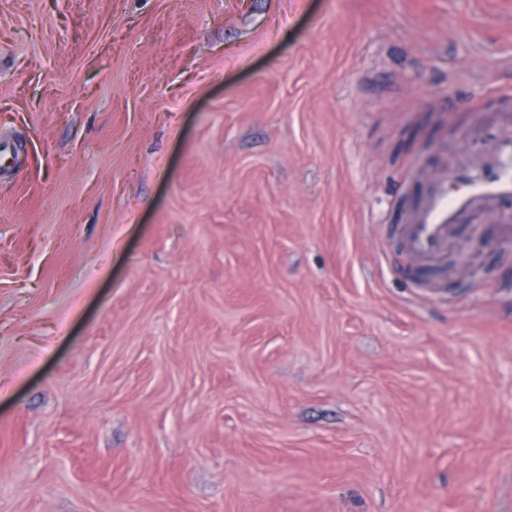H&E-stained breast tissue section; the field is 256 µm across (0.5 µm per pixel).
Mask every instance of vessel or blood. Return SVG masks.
Segmentation results:
<instances>
[{
    "label": "vessel or blood",
    "mask_w": 512,
    "mask_h": 512,
    "mask_svg": "<svg viewBox=\"0 0 512 512\" xmlns=\"http://www.w3.org/2000/svg\"><path fill=\"white\" fill-rule=\"evenodd\" d=\"M512 197V135L502 136L490 157L477 169L438 171L395 227L402 250L425 265L444 260L448 237L459 216L490 200Z\"/></svg>",
    "instance_id": "b4317fda"
}]
</instances>
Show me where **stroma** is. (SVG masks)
Here are the masks:
<instances>
[{
  "label": "stroma",
  "instance_id": "obj_1",
  "mask_svg": "<svg viewBox=\"0 0 512 512\" xmlns=\"http://www.w3.org/2000/svg\"><path fill=\"white\" fill-rule=\"evenodd\" d=\"M508 131L512 0H0V512H512ZM449 181L448 188V171H438L430 188L395 224L400 247L419 264L442 262L448 256L450 231L463 212L512 197V135L498 140L479 169H459Z\"/></svg>",
  "mask_w": 512,
  "mask_h": 512
}]
</instances>
